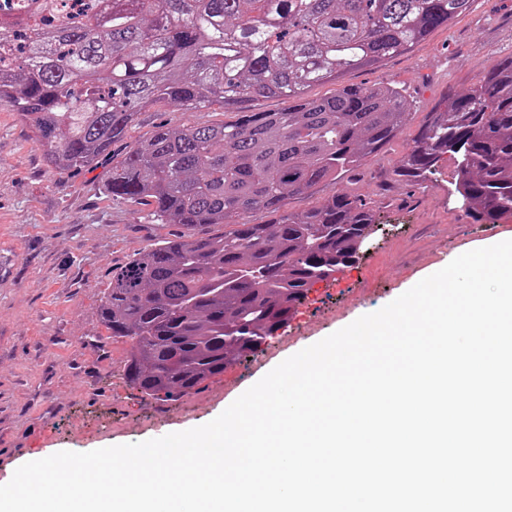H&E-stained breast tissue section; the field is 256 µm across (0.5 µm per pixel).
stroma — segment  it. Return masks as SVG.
Instances as JSON below:
<instances>
[{
	"instance_id": "stroma-1",
	"label": "stroma",
	"mask_w": 512,
	"mask_h": 512,
	"mask_svg": "<svg viewBox=\"0 0 512 512\" xmlns=\"http://www.w3.org/2000/svg\"><path fill=\"white\" fill-rule=\"evenodd\" d=\"M512 54V0H473L380 70L354 69L353 83L396 82L411 116L378 156L336 188L372 206L380 220L356 263L310 293L277 335L223 376L175 402L144 397L124 377L130 350L110 337L98 311L112 273L134 254L181 231L159 223L145 202L103 193L110 160L79 173H52L30 129L0 109V484L22 464L60 451L88 452L204 425L286 358L373 313L448 263L449 256L512 239V220L475 221L450 197L452 159L436 182L413 189L389 182L442 88H469ZM237 113L193 112L161 102L139 115L113 157L163 123L213 126Z\"/></svg>"
}]
</instances>
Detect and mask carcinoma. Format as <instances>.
I'll list each match as a JSON object with an SVG mask.
<instances>
[{
  "label": "carcinoma",
  "instance_id": "carcinoma-1",
  "mask_svg": "<svg viewBox=\"0 0 512 512\" xmlns=\"http://www.w3.org/2000/svg\"><path fill=\"white\" fill-rule=\"evenodd\" d=\"M473 0H70L0 7V108L33 133L53 171L91 169L143 110H234L231 125H160L112 163L104 192L149 200L184 231L112 273L100 306L132 345L129 385L176 401L272 339L317 283L353 265L378 221L331 190L295 213L284 201L334 186L379 155L409 117L396 84H348ZM331 82L329 96L309 88ZM277 97L279 112L257 109ZM455 163L451 195L488 224L512 220V54L465 91L445 88L391 181L423 187ZM265 210L268 224L245 216ZM224 226L221 234L203 231Z\"/></svg>",
  "mask_w": 512,
  "mask_h": 512
}]
</instances>
